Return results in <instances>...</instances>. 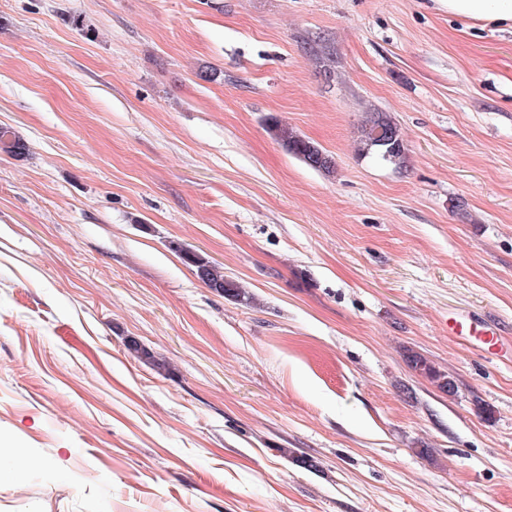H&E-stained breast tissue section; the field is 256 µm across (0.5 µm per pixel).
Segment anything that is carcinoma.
Wrapping results in <instances>:
<instances>
[{"label":"carcinoma","mask_w":512,"mask_h":512,"mask_svg":"<svg viewBox=\"0 0 512 512\" xmlns=\"http://www.w3.org/2000/svg\"><path fill=\"white\" fill-rule=\"evenodd\" d=\"M274 128L278 140L283 143L290 153L307 166L324 174L335 173L333 156L319 145L303 138L285 125L277 123ZM359 146L362 155L366 157L375 158L398 169L405 166L407 148L401 129L387 112L373 108L365 113L364 121L359 130ZM0 149L18 156L25 152L26 146L9 128L0 127ZM179 252L183 262L195 268L198 276L209 288L234 299H249V296L236 281L224 276L222 266L194 250L181 248ZM128 349L137 358L157 371L162 373L168 369L166 361L158 358L153 352L137 342H130ZM406 361L413 371L426 378L439 390L447 393L455 392V388H457L455 380L424 356L409 350L407 351Z\"/></svg>","instance_id":"obj_1"}]
</instances>
